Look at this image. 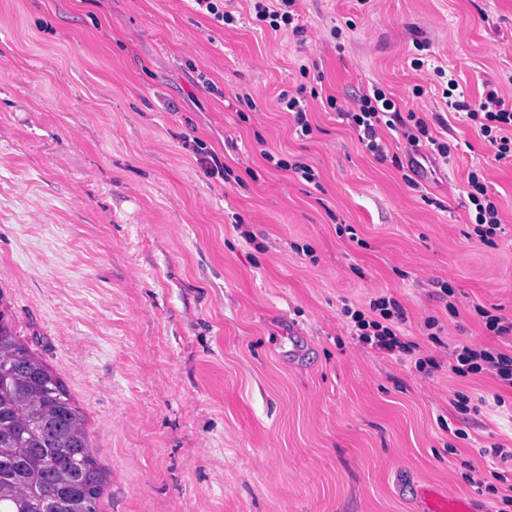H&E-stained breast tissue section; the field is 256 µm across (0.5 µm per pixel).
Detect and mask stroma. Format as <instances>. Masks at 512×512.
<instances>
[{"label": "stroma", "mask_w": 512, "mask_h": 512, "mask_svg": "<svg viewBox=\"0 0 512 512\" xmlns=\"http://www.w3.org/2000/svg\"><path fill=\"white\" fill-rule=\"evenodd\" d=\"M259 2L223 0V23L193 0H0V313L84 416L96 512H428L427 489L512 512L492 453L512 389L446 366L459 342L512 351L475 312L512 318V162L442 97L452 77L512 102V0H297L298 34ZM375 85L449 157L386 129L377 160L345 116ZM474 170L492 245L468 237ZM382 295L439 370L353 339L343 306ZM467 197L474 205V219H471L473 231L468 236L479 242L492 245L495 244L494 237L502 233L503 228L498 215L497 204L491 199L487 185L483 182L482 174L471 171L468 175Z\"/></svg>", "instance_id": "stroma-1"}]
</instances>
